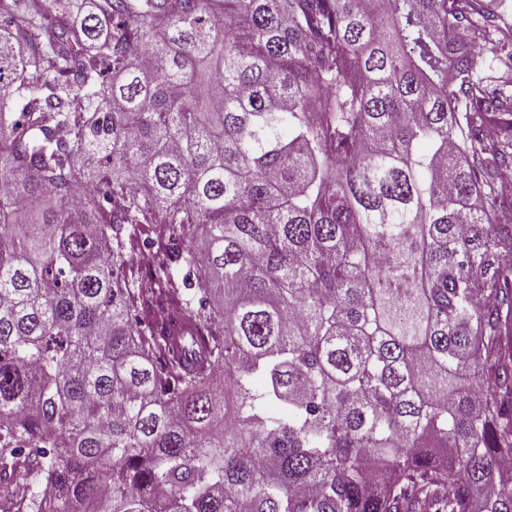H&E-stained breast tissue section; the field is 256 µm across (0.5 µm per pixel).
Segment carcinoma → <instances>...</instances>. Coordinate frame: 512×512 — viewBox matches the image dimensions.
Instances as JSON below:
<instances>
[{
    "label": "carcinoma",
    "instance_id": "cac0c4a2",
    "mask_svg": "<svg viewBox=\"0 0 512 512\" xmlns=\"http://www.w3.org/2000/svg\"><path fill=\"white\" fill-rule=\"evenodd\" d=\"M57 2L0 0V512H512V23Z\"/></svg>",
    "mask_w": 512,
    "mask_h": 512
}]
</instances>
